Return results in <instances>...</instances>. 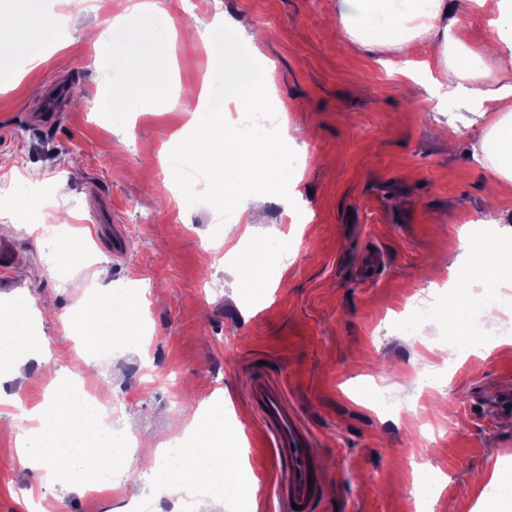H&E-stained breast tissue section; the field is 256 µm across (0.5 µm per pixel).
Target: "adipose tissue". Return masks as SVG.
I'll return each mask as SVG.
<instances>
[{
  "label": "adipose tissue",
  "instance_id": "ef3b65f1",
  "mask_svg": "<svg viewBox=\"0 0 512 512\" xmlns=\"http://www.w3.org/2000/svg\"><path fill=\"white\" fill-rule=\"evenodd\" d=\"M40 0H26L13 11L5 30L9 44L21 48L32 42L50 40L58 25L56 14L42 11ZM498 15L493 30L483 40V50L497 64L495 75L478 72L476 56L467 48V31L448 19L447 0H336L339 25L336 38L350 47L371 50L394 48L407 52L423 49L427 56L417 82L431 96L463 98L480 117L488 132L484 150L495 175L512 180V36L501 25L512 21V0H493ZM176 36L174 25L162 24L132 29L120 44L107 32L97 31L93 43L112 62L117 75L106 108L117 118L133 112H149L155 94L167 91L173 81V62L168 50ZM259 50L250 38H242L236 57L224 65V84L232 88L230 98L236 111L269 115L274 129H240L225 113L211 110L207 94L199 102L189 123L190 130L172 139L170 162L189 160L206 176V192L214 211L245 198L246 221L258 223L267 204L288 200L301 179L294 163L297 146L289 133L287 108L275 87L272 67H264L252 80L236 68L240 56H255ZM500 226L491 237L468 239L463 257L448 269L450 289L443 298L446 320L455 337L453 350L458 360L482 356L491 348L470 332L467 315L479 309L486 323L498 320L495 292L512 290V208L503 207ZM287 239L270 241L254 237L249 248L231 247L227 256L236 284L247 296L264 295L281 279ZM483 284L481 301L461 289V282ZM26 303H17L9 316L0 318V375L14 373L19 359H42L40 337L25 326ZM90 349L101 345L100 329L105 321L124 326L134 337L141 323L137 297L132 292L115 294L103 288L79 316ZM53 397L33 409V423L20 455L23 466L59 478L70 487H88L98 469L126 468V457L112 452V439L100 423L98 411L81 407L80 400L60 372H51ZM241 426L225 421L223 407L211 409L198 435L185 442L150 450L147 467L151 486L160 492L203 489L196 512H215L231 501L237 512H254L257 483L242 459ZM485 486L475 512H512V459H499L492 473L475 477Z\"/></svg>",
  "mask_w": 512,
  "mask_h": 512
}]
</instances>
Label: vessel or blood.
I'll return each instance as SVG.
<instances>
[{"label":"vessel or blood","instance_id":"vessel-or-blood-1","mask_svg":"<svg viewBox=\"0 0 512 512\" xmlns=\"http://www.w3.org/2000/svg\"><path fill=\"white\" fill-rule=\"evenodd\" d=\"M248 398L273 448L282 504L313 512L320 497L322 472L310 448L308 429L289 405L280 385L253 377L248 385Z\"/></svg>","mask_w":512,"mask_h":512}]
</instances>
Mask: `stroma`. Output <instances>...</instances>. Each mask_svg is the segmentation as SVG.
Returning <instances> with one entry per match:
<instances>
[{
    "mask_svg": "<svg viewBox=\"0 0 512 512\" xmlns=\"http://www.w3.org/2000/svg\"><path fill=\"white\" fill-rule=\"evenodd\" d=\"M167 2L178 27L224 17L213 38L227 49L241 36L232 19L248 17L246 35L273 66L298 135L296 202L312 220L294 226L283 205H269L263 228L288 236L286 270L263 305L243 304L203 183L187 181L193 204L180 207L164 160L210 55L175 41L168 93L117 129L102 108L113 73L85 31L111 27L126 0H45L69 18L57 43L39 44L45 63L0 58V183L26 185L41 202L19 226L13 199H0V242L18 256L0 283V309L22 299L35 308L44 349L43 361L25 362L22 378L0 379V512H188L174 495L148 496L137 508L119 484L67 489L21 466V399L48 400L50 367L118 403L122 438L140 446L176 442L183 430L173 417L223 395L226 418L243 424L256 512H283L246 396L256 374L285 384L313 434L325 473L315 512H419L409 494L416 465L447 478L436 512H472L477 496L464 493L465 480L512 456V413L488 399L512 392V346L452 366L446 330L429 322L404 336L397 324L410 297L426 298L447 279L470 229L490 220L489 193L512 203V182L495 179L482 148L485 122L453 101L426 106L424 89L392 71L397 51L332 38L336 0ZM55 79L73 91L58 120L44 124L42 87ZM64 241L84 245L80 264L58 262ZM372 250L383 261L365 284L356 265ZM102 269L113 287L146 294L147 329L143 348L117 337L92 361L62 323L91 300ZM364 382L410 401L408 412L392 420L354 401Z\"/></svg>",
    "mask_w": 512,
    "mask_h": 512,
    "instance_id": "stroma-1",
    "label": "stroma"
}]
</instances>
